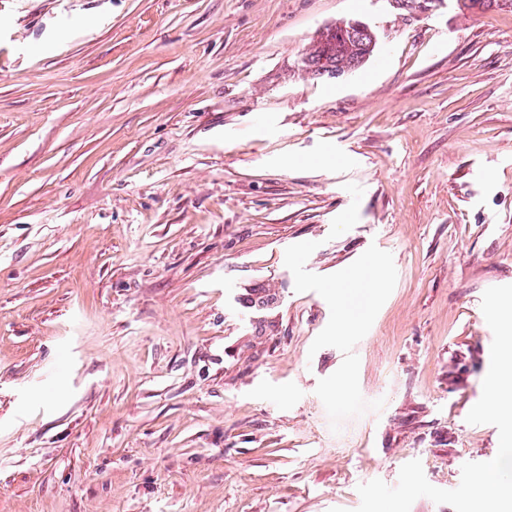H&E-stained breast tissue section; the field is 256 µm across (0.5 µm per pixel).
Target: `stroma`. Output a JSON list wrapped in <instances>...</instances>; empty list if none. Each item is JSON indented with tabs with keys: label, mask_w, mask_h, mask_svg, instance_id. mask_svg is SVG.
Here are the masks:
<instances>
[{
	"label": "stroma",
	"mask_w": 512,
	"mask_h": 512,
	"mask_svg": "<svg viewBox=\"0 0 512 512\" xmlns=\"http://www.w3.org/2000/svg\"><path fill=\"white\" fill-rule=\"evenodd\" d=\"M509 284L512 7L0 0V512L454 489ZM341 19L323 28L301 59V70L316 78H337L362 67L373 55L376 35L365 23Z\"/></svg>",
	"instance_id": "1"
}]
</instances>
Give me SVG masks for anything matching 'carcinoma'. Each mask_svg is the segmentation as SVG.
I'll use <instances>...</instances> for the list:
<instances>
[{
  "mask_svg": "<svg viewBox=\"0 0 512 512\" xmlns=\"http://www.w3.org/2000/svg\"><path fill=\"white\" fill-rule=\"evenodd\" d=\"M512 6V0H462L468 10ZM376 35L367 25L341 19L323 28L301 59V70L316 78H337L362 67L373 55Z\"/></svg>",
  "mask_w": 512,
  "mask_h": 512,
  "instance_id": "obj_1",
  "label": "carcinoma"
}]
</instances>
